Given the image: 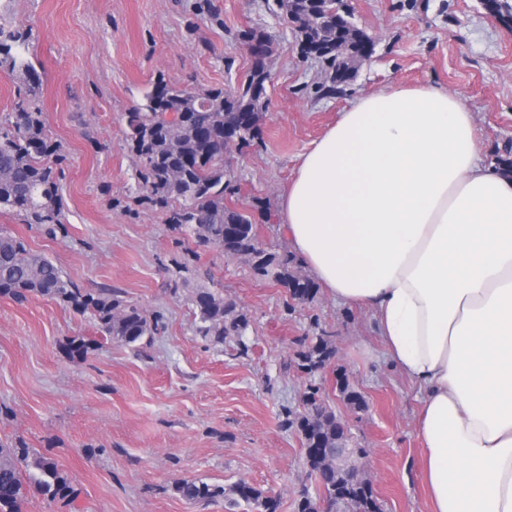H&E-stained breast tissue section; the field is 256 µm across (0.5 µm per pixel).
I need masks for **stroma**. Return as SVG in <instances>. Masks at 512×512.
I'll use <instances>...</instances> for the list:
<instances>
[{
	"mask_svg": "<svg viewBox=\"0 0 512 512\" xmlns=\"http://www.w3.org/2000/svg\"><path fill=\"white\" fill-rule=\"evenodd\" d=\"M375 41L356 78L327 92V67L304 57L277 0H0V28L27 35L40 74L36 102L66 160L65 230L0 211V228L52 260L87 293L112 291L159 316L157 332L128 345L102 335L90 314L33 296H0V443L24 442L70 477L74 503L34 492L24 512H224L223 502L182 498L181 478L230 486L244 480L295 512L320 490L288 413L310 389L348 430L382 512H431L418 436L421 394L385 356L365 309L325 291L290 299L247 258L200 245L143 197L126 143L125 114L157 78L234 90L251 59L237 40L249 27L271 38L272 84L262 136L231 148L224 167L233 206L255 218L268 252L292 256L278 195L300 158L356 97L384 86L432 85L472 112L484 163L512 145V29L481 0H347ZM220 291L246 314L242 337L216 343L198 331L192 302ZM336 356L308 374L299 355L321 335ZM92 340L85 356L67 338ZM365 400L351 407L337 372Z\"/></svg>",
	"mask_w": 512,
	"mask_h": 512,
	"instance_id": "35a3bbf8",
	"label": "stroma"
}]
</instances>
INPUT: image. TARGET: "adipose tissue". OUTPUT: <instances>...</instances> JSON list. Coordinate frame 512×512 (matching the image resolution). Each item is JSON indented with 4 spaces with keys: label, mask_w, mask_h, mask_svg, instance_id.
I'll return each instance as SVG.
<instances>
[{
    "label": "adipose tissue",
    "mask_w": 512,
    "mask_h": 512,
    "mask_svg": "<svg viewBox=\"0 0 512 512\" xmlns=\"http://www.w3.org/2000/svg\"><path fill=\"white\" fill-rule=\"evenodd\" d=\"M432 87L357 97L301 156L280 222L314 280L368 309L422 393L432 512H512V174Z\"/></svg>",
    "instance_id": "adipose-tissue-1"
}]
</instances>
